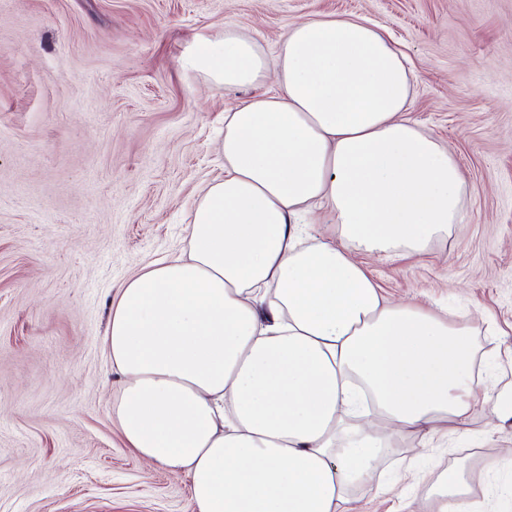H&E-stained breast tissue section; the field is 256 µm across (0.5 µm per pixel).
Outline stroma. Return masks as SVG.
I'll return each mask as SVG.
<instances>
[{
  "label": "stroma",
  "instance_id": "stroma-1",
  "mask_svg": "<svg viewBox=\"0 0 512 512\" xmlns=\"http://www.w3.org/2000/svg\"><path fill=\"white\" fill-rule=\"evenodd\" d=\"M363 18L412 77L408 115L465 173L463 219L419 256L361 261L387 298L446 308L476 348L464 436L394 437L354 512H512V0H0V512H191L189 479L137 457L112 413V300L187 244L223 173L224 112L252 96L185 60L233 25L273 53L289 26ZM403 477L405 499L387 486ZM466 465L442 476L434 489L429 512H447L448 501L459 496L466 486Z\"/></svg>",
  "mask_w": 512,
  "mask_h": 512
}]
</instances>
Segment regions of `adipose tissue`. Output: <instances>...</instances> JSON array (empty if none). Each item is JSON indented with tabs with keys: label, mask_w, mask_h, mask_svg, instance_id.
<instances>
[{
	"label": "adipose tissue",
	"mask_w": 512,
	"mask_h": 512,
	"mask_svg": "<svg viewBox=\"0 0 512 512\" xmlns=\"http://www.w3.org/2000/svg\"><path fill=\"white\" fill-rule=\"evenodd\" d=\"M227 89L224 175L181 256L113 303L112 408L137 456L191 480V512H352L391 436L466 435L477 383L465 330L388 301L357 254H423L462 213L453 153L406 116L411 81L360 20L291 26L273 55L228 26L186 60ZM370 396L389 429L357 423Z\"/></svg>",
	"instance_id": "1"
}]
</instances>
